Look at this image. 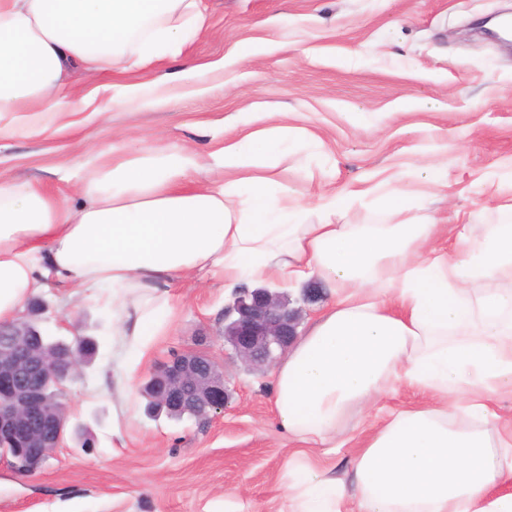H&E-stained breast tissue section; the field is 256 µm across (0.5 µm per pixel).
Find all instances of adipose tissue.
Masks as SVG:
<instances>
[{
	"label": "adipose tissue",
	"mask_w": 512,
	"mask_h": 512,
	"mask_svg": "<svg viewBox=\"0 0 512 512\" xmlns=\"http://www.w3.org/2000/svg\"><path fill=\"white\" fill-rule=\"evenodd\" d=\"M203 0H0V139L91 111L72 76L178 55L208 26ZM211 152L218 178L182 184L190 150H127L76 181L71 206L28 182L0 181V323L41 289L82 288L112 309V334L138 365L204 273L232 285L318 276L335 290L275 371L290 439L344 444L341 426L400 388L425 396L366 433L347 472L288 471L289 512H512V205L497 224H339L351 190L273 187L290 137L270 123Z\"/></svg>",
	"instance_id": "1"
}]
</instances>
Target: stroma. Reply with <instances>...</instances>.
<instances>
[{
	"instance_id": "obj_1",
	"label": "stroma",
	"mask_w": 512,
	"mask_h": 512,
	"mask_svg": "<svg viewBox=\"0 0 512 512\" xmlns=\"http://www.w3.org/2000/svg\"><path fill=\"white\" fill-rule=\"evenodd\" d=\"M210 26L182 53L121 74L146 84L116 100L109 120L71 125L50 117L37 137L0 141V180L31 181L68 203L75 171L91 174L98 146L194 148L237 135L254 112H278L295 131L271 171L307 202L331 189L394 190L405 213L375 197L353 203L345 224H495L512 204V50L475 30L512 14V0H206ZM223 61L222 69L208 63ZM182 303L134 374L142 385L172 353L205 351L224 372L229 402L206 418L150 417L146 401L120 399L127 354L108 311L75 288L39 294L40 324L61 322L93 337L98 352L64 386L72 421L93 447L65 440L43 467L16 473L0 462V512H288V464L355 456L362 433L347 429L339 454L303 448L273 412V370L248 369L225 347L231 290L189 277Z\"/></svg>"
}]
</instances>
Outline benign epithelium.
<instances>
[{"label":"benign epithelium","mask_w":512,"mask_h":512,"mask_svg":"<svg viewBox=\"0 0 512 512\" xmlns=\"http://www.w3.org/2000/svg\"><path fill=\"white\" fill-rule=\"evenodd\" d=\"M39 302L26 318L0 324V458L17 472L39 469L64 439L68 412L50 393L63 389L79 372L86 353L97 350L91 336L73 340L42 334ZM300 309L287 295L268 287L243 288L224 307V344L248 367L274 365L299 336ZM145 387L152 391L157 412L172 418L218 414L229 393L216 363L201 352L177 353L163 362Z\"/></svg>","instance_id":"7a95c632"}]
</instances>
